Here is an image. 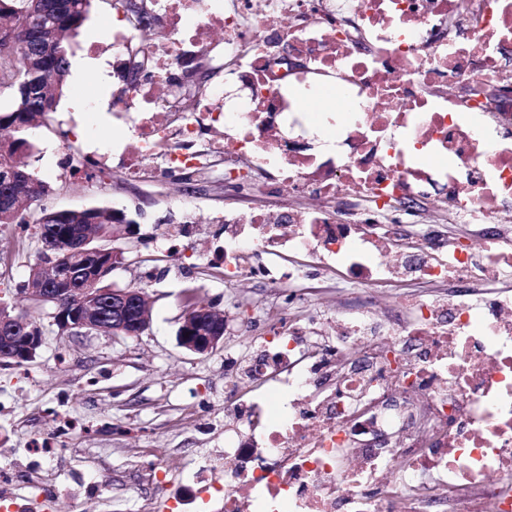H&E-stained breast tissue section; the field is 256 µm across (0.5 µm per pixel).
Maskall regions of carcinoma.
Here are the masks:
<instances>
[{
  "label": "carcinoma",
  "instance_id": "obj_1",
  "mask_svg": "<svg viewBox=\"0 0 512 512\" xmlns=\"http://www.w3.org/2000/svg\"><path fill=\"white\" fill-rule=\"evenodd\" d=\"M92 0H0L1 31H11L16 36L26 35L29 51L20 46H9L0 41V90L11 91L13 106L6 112L0 111V126L11 127L10 140L0 142V226L11 228L18 234L27 232L29 224L37 226L40 242L38 261L71 248L78 233L95 225L112 232L115 224H133L135 220L118 211L105 208H87L61 212L49 204L54 189L50 184L35 178L36 187L16 176L3 174L6 167L17 168L29 175L34 172L29 164L20 161V156H31L35 144L31 138L34 128L40 126L38 118L54 111L56 98L63 93L69 71L68 42L84 25ZM48 12L55 19V25L45 32H31L26 29L28 13L32 6ZM114 9L123 11L127 23L143 32L151 24L142 20L146 14L145 0H115ZM49 41L55 45L57 55H41L40 44ZM34 76L44 82L46 94L39 101H33L28 94L14 83L16 74ZM0 317L16 318L22 321L16 335H27L23 322L31 325L38 320L29 314H20L10 305H0Z\"/></svg>",
  "mask_w": 512,
  "mask_h": 512
}]
</instances>
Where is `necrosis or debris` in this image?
<instances>
[{"mask_svg":"<svg viewBox=\"0 0 512 512\" xmlns=\"http://www.w3.org/2000/svg\"><path fill=\"white\" fill-rule=\"evenodd\" d=\"M154 4L150 37L112 29L114 64L144 40L151 67L113 96L131 137L91 166L112 155L128 178L160 180L247 156L250 191L269 192V171L306 203L225 216L227 276L296 303L288 252L363 288H413L401 319L378 320L375 297L328 316V343L314 322L272 323L261 357L227 370L219 512H512V0ZM202 54L240 57L236 90L178 102V70ZM331 86L333 112L291 96ZM432 191L450 235L410 228V201ZM347 195L361 205L342 224Z\"/></svg>","mask_w":512,"mask_h":512,"instance_id":"4bbe7bcc","label":"necrosis or debris"}]
</instances>
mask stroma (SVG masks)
Returning <instances> with one entry per match:
<instances>
[{
    "mask_svg": "<svg viewBox=\"0 0 512 512\" xmlns=\"http://www.w3.org/2000/svg\"><path fill=\"white\" fill-rule=\"evenodd\" d=\"M120 17L112 0H94L88 20L70 42L69 57L88 62L69 74L51 127H38L29 162L38 178L55 187L58 209L107 206L137 221L139 247L113 272L118 287L146 293L150 327L132 338L91 332L57 334L50 307H35L20 290L37 258L34 240L0 228V260L8 283L0 301L39 317L45 341L36 358L21 366L0 365V512H217L224 482V368L246 363L259 350L266 324L284 305L259 281L236 285L224 274V213L288 200L287 184L272 196L240 197L224 187V164L184 191L177 178L130 183L117 160L100 180L78 186L67 159L111 145L112 93L122 86L105 49ZM99 45L89 54L90 45ZM79 125L80 134L62 140ZM199 211L200 223L183 226L185 258L175 261L160 243L182 202ZM223 312L224 343L207 355L177 344L188 299ZM162 459L151 472L148 461Z\"/></svg>",
    "mask_w": 512,
    "mask_h": 512,
    "instance_id": "1",
    "label": "stroma"
}]
</instances>
